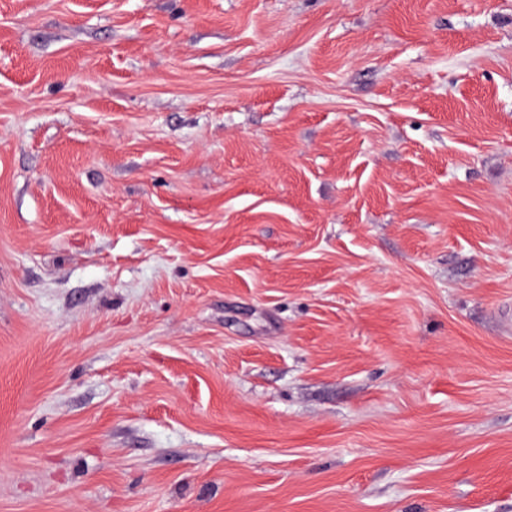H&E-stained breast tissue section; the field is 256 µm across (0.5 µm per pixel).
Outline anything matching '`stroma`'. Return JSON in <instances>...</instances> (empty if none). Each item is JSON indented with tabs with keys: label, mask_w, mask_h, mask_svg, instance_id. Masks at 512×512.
Instances as JSON below:
<instances>
[{
	"label": "stroma",
	"mask_w": 512,
	"mask_h": 512,
	"mask_svg": "<svg viewBox=\"0 0 512 512\" xmlns=\"http://www.w3.org/2000/svg\"><path fill=\"white\" fill-rule=\"evenodd\" d=\"M0 512H512V0H0Z\"/></svg>",
	"instance_id": "35a3bbf8"
}]
</instances>
